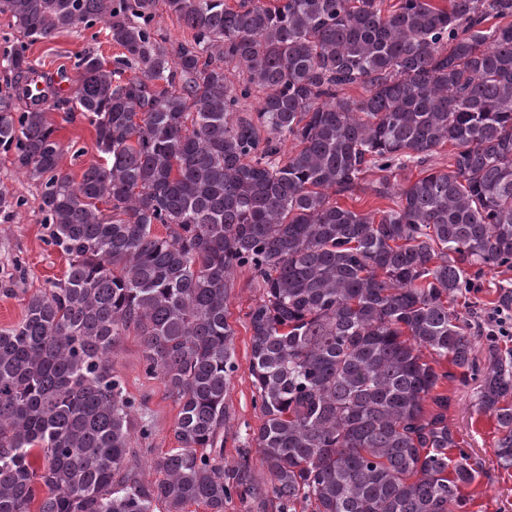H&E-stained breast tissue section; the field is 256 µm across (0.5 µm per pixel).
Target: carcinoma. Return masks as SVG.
<instances>
[{"label":"carcinoma","mask_w":512,"mask_h":512,"mask_svg":"<svg viewBox=\"0 0 512 512\" xmlns=\"http://www.w3.org/2000/svg\"><path fill=\"white\" fill-rule=\"evenodd\" d=\"M158 2L0 0L26 39L0 55L13 74L0 154L38 181L67 261L0 329V512H225L234 495L248 512H472L481 469L437 388L480 380L474 413L512 469V354L487 336L479 362L454 309L512 268V0H164L191 32L174 45ZM98 22L121 55L80 54L71 95L47 81L30 103L27 45ZM60 109L96 133L101 160L78 181L60 167ZM358 191L394 207L331 199ZM21 206L0 189V214ZM243 267L263 290L248 314L263 423L248 445L265 482L247 448L224 465ZM131 330L180 406L179 447L153 455L151 483L128 461L150 417L112 370Z\"/></svg>","instance_id":"obj_1"}]
</instances>
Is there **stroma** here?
Masks as SVG:
<instances>
[{"label": "stroma", "instance_id": "35a3bbf8", "mask_svg": "<svg viewBox=\"0 0 512 512\" xmlns=\"http://www.w3.org/2000/svg\"><path fill=\"white\" fill-rule=\"evenodd\" d=\"M85 51L95 52L108 61L119 53L109 41L105 25L99 23L89 29L61 34L49 42L30 45L27 54L38 71L54 77L64 76L66 84L72 86L78 79L76 57ZM51 118L59 128L58 137L64 146L60 161L62 169L80 175L85 167L99 158L93 128L79 117L66 121L61 110L52 111ZM0 187L7 188L23 202L12 218L0 217V328H5L21 319L26 297L62 278L66 260L49 242L39 209V184L20 173L11 159L1 154ZM502 280L512 282L511 269L501 268L489 273L478 292L459 299L457 310L467 315L472 327L482 325L485 312L498 305V283ZM261 295L262 290L251 271L240 269L235 272L227 302L228 322L235 331L236 364L226 397L224 461L228 464L238 460L248 435L263 421L250 374V332L246 325V314ZM112 368L122 378L129 397L136 405L146 408L152 417L149 439L133 440L129 458L145 480H155L149 460L152 453L176 447L174 429L180 408L164 384L147 373L138 336L130 334L121 338L112 353ZM477 386L474 379L447 383L451 399L448 423L458 437L465 440L472 457L482 465L483 474L470 489L475 497V512H512V470L499 468L493 454L495 423L472 412L471 403Z\"/></svg>", "mask_w": 512, "mask_h": 512}]
</instances>
